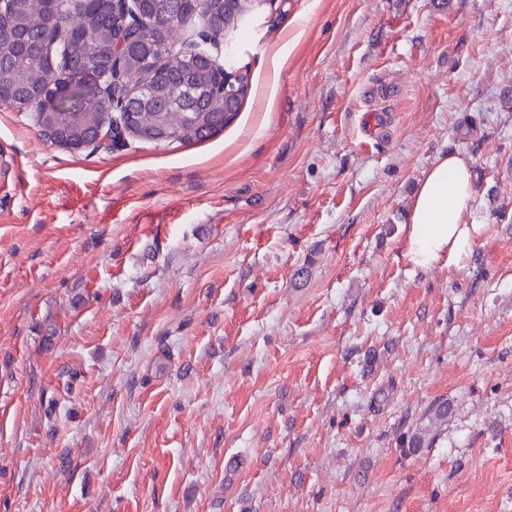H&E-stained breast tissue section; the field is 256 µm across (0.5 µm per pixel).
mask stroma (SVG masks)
I'll use <instances>...</instances> for the list:
<instances>
[{"mask_svg": "<svg viewBox=\"0 0 512 512\" xmlns=\"http://www.w3.org/2000/svg\"><path fill=\"white\" fill-rule=\"evenodd\" d=\"M237 58L199 142L0 106V512H512V0H267ZM450 151L485 231L423 270ZM470 166L468 159L450 151L419 181L406 228L407 254L414 266L443 262L451 269L472 253L484 225L469 221L474 203Z\"/></svg>", "mask_w": 512, "mask_h": 512, "instance_id": "stroma-1", "label": "stroma"}]
</instances>
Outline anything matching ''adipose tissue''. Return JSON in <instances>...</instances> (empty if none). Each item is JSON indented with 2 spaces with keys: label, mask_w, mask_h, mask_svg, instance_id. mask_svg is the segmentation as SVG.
<instances>
[{
  "label": "adipose tissue",
  "mask_w": 512,
  "mask_h": 512,
  "mask_svg": "<svg viewBox=\"0 0 512 512\" xmlns=\"http://www.w3.org/2000/svg\"><path fill=\"white\" fill-rule=\"evenodd\" d=\"M474 188L470 162L456 152L438 158L421 178L406 228L407 254L414 266H458L468 257L483 227L473 223Z\"/></svg>",
  "instance_id": "1"
}]
</instances>
